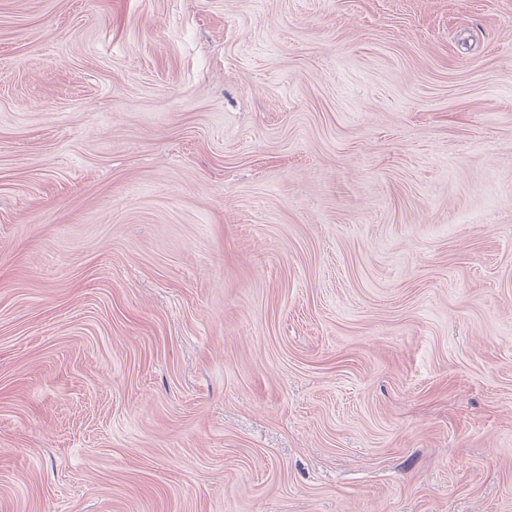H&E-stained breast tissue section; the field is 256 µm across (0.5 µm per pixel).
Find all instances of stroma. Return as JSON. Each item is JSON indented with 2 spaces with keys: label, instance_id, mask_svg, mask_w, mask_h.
Here are the masks:
<instances>
[{
  "label": "stroma",
  "instance_id": "1",
  "mask_svg": "<svg viewBox=\"0 0 512 512\" xmlns=\"http://www.w3.org/2000/svg\"><path fill=\"white\" fill-rule=\"evenodd\" d=\"M0 512H512V0H0Z\"/></svg>",
  "mask_w": 512,
  "mask_h": 512
}]
</instances>
